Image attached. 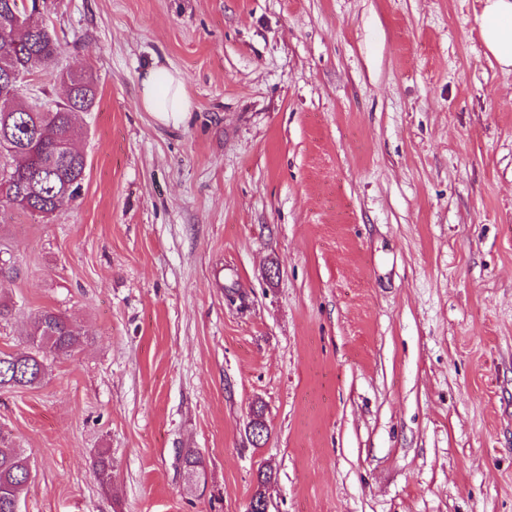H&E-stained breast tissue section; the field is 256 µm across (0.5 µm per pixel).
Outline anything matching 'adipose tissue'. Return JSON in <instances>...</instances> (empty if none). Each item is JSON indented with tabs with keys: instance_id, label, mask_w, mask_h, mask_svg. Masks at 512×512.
<instances>
[{
	"instance_id": "ef3b65f1",
	"label": "adipose tissue",
	"mask_w": 512,
	"mask_h": 512,
	"mask_svg": "<svg viewBox=\"0 0 512 512\" xmlns=\"http://www.w3.org/2000/svg\"><path fill=\"white\" fill-rule=\"evenodd\" d=\"M487 51L503 67H512V0H482L478 16ZM141 103L166 125H179L192 110V101L178 71L152 64L141 80Z\"/></svg>"
}]
</instances>
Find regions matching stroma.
<instances>
[{"label":"stroma","instance_id":"1","mask_svg":"<svg viewBox=\"0 0 512 512\" xmlns=\"http://www.w3.org/2000/svg\"><path fill=\"white\" fill-rule=\"evenodd\" d=\"M480 8L54 0L19 96L98 94L80 196L0 207V350L44 308L83 343L0 391L21 512H246L266 467L270 512H512V70ZM155 62L180 126L141 104ZM141 103L165 124L177 126L192 110V101L178 71L153 63L141 80Z\"/></svg>","mask_w":512,"mask_h":512}]
</instances>
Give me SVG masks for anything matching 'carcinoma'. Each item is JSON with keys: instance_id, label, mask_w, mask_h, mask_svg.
<instances>
[{"instance_id": "cac0c4a2", "label": "carcinoma", "mask_w": 512, "mask_h": 512, "mask_svg": "<svg viewBox=\"0 0 512 512\" xmlns=\"http://www.w3.org/2000/svg\"><path fill=\"white\" fill-rule=\"evenodd\" d=\"M43 13L26 12L24 0H0V206H12L43 217L75 200L81 190L86 161L80 153H63L61 144L74 135L81 114L93 109L97 99L94 79L66 73L69 95L52 106H25L7 88L9 73L34 75L53 63L59 44L43 24ZM29 351H0V390L33 387L48 372L49 358L73 351L81 332L69 318L51 309L34 316L28 333ZM187 480L194 484L203 468L200 457H184ZM30 459L22 449L0 438V512H12L14 502L27 491ZM97 480L110 484L112 463L98 454Z\"/></svg>"}]
</instances>
